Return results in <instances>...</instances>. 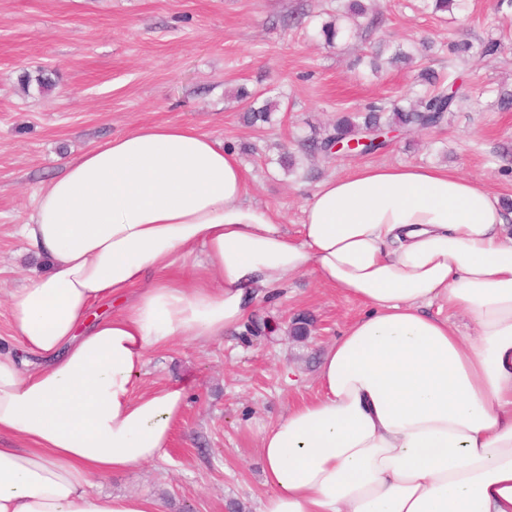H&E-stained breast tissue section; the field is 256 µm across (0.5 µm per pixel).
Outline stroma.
<instances>
[{
  "label": "stroma",
  "mask_w": 512,
  "mask_h": 512,
  "mask_svg": "<svg viewBox=\"0 0 512 512\" xmlns=\"http://www.w3.org/2000/svg\"><path fill=\"white\" fill-rule=\"evenodd\" d=\"M382 23L365 38L327 45L304 14L336 0H0V343L14 344L8 299L50 271L15 233L32 194L65 160L147 123L195 126L233 150L247 170V198L270 207L289 232L318 185L372 164L434 165L512 197V52L455 61L449 48L512 33V6L470 0L437 16L420 0H379ZM436 44L430 67L454 70L462 100L439 127L404 132L387 148L349 156L304 153L301 139L331 130L341 111L403 95L417 66L373 75L362 57L380 40ZM54 71L57 86L23 89L22 73ZM278 102L268 122L247 124L238 89ZM362 313L359 304L289 277L256 316L272 338L246 327L198 345L183 340L151 352L137 391L183 383L189 398L162 460L112 476L110 494L159 500L162 512H259L266 489L258 448L264 428L318 393L327 345ZM311 321L306 339L293 320Z\"/></svg>",
  "instance_id": "obj_1"
}]
</instances>
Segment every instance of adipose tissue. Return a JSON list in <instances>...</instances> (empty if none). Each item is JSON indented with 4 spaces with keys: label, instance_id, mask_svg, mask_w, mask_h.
Returning a JSON list of instances; mask_svg holds the SVG:
<instances>
[{
    "label": "adipose tissue",
    "instance_id": "obj_1",
    "mask_svg": "<svg viewBox=\"0 0 512 512\" xmlns=\"http://www.w3.org/2000/svg\"><path fill=\"white\" fill-rule=\"evenodd\" d=\"M18 233L53 266L9 296L25 353L0 349V512H161L94 489L161 459L187 404L180 384L137 392L148 353L222 338L304 273L365 312L318 396L261 433L260 512H512V212L484 185L362 166L293 236L247 201L234 151L153 123L67 161Z\"/></svg>",
    "mask_w": 512,
    "mask_h": 512
}]
</instances>
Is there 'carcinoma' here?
I'll list each match as a JSON object with an SVG mask.
<instances>
[{
	"instance_id": "carcinoma-1",
	"label": "carcinoma",
	"mask_w": 512,
	"mask_h": 512,
	"mask_svg": "<svg viewBox=\"0 0 512 512\" xmlns=\"http://www.w3.org/2000/svg\"><path fill=\"white\" fill-rule=\"evenodd\" d=\"M424 2L432 8L434 13L448 12L454 8L461 11L466 8V0H424ZM380 24L381 18L374 13L369 0H341V4L336 8V14L321 21L319 28L325 42L332 45L339 39L361 37ZM420 45V54L415 55L410 50L399 48L395 50L388 62L410 64L423 60L426 57V51L431 49V42L423 40ZM420 78L427 85L424 91L414 92L398 101L374 104L362 110L345 113L336 119L331 132L322 138L308 139V142L303 144L304 149L326 154L334 141L351 139L365 130H412L439 126L448 113L454 111L459 98L455 81L446 83L427 67L421 70ZM20 82L26 88L34 82L41 92H49L56 86L52 73L48 71H39L35 76L25 72L20 76ZM249 98L247 91L243 89L239 91L238 99L247 103L246 120L251 124L267 121L268 112L272 111L275 104L267 100L262 106L256 107Z\"/></svg>"
}]
</instances>
